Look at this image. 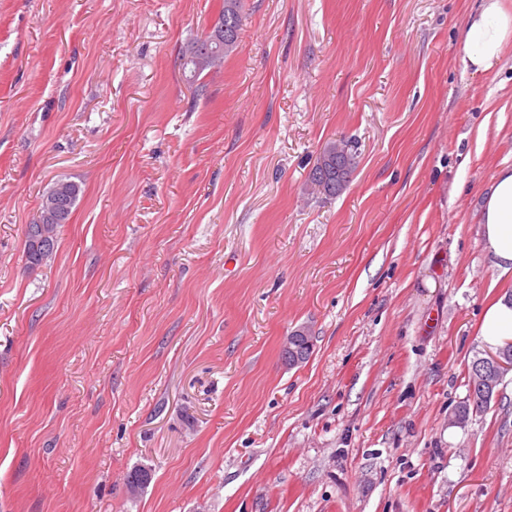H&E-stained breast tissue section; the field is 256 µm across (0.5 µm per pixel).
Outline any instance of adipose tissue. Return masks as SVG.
I'll return each instance as SVG.
<instances>
[{
	"label": "adipose tissue",
	"instance_id": "1",
	"mask_svg": "<svg viewBox=\"0 0 512 512\" xmlns=\"http://www.w3.org/2000/svg\"><path fill=\"white\" fill-rule=\"evenodd\" d=\"M512 39V13L501 0H483L462 33L461 63L474 72L490 70ZM478 241L485 257L503 272L512 271V167L501 168L484 190ZM480 336L490 350L512 341V297H502L485 311Z\"/></svg>",
	"mask_w": 512,
	"mask_h": 512
}]
</instances>
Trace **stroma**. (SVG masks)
<instances>
[{
  "label": "stroma",
  "instance_id": "stroma-1",
  "mask_svg": "<svg viewBox=\"0 0 512 512\" xmlns=\"http://www.w3.org/2000/svg\"><path fill=\"white\" fill-rule=\"evenodd\" d=\"M480 6L243 0L198 93L224 0H0V512H512V372L453 422L512 293L476 234L512 165V42L460 64ZM339 138L349 186L308 194ZM227 11L229 14L233 16V31L230 35L229 39L224 40L221 47L218 49L217 54V62L199 67L197 69L189 67V63L187 62L188 57L196 51V47L200 43H204L209 41L212 35H205L203 37L197 38L188 45L183 57H182V69L188 70L190 72V76L187 79L191 86H195V91L199 92L202 90L204 85H201L200 80L201 75L208 69L213 66L224 62V59L228 57L237 47L239 34L241 30V20H242V1L241 0H224V12ZM46 209H47V217H49L50 222L52 224H29L35 234L38 237H41L39 233V228L41 226L46 227V232L48 236L42 241V243L37 246V239H33L34 236L26 234L25 235V257L26 261L31 267L39 266L46 260L50 255H52L55 245L57 243V226L55 224H62L63 211H60L58 208L57 201H46ZM38 231V232H37ZM479 336L492 351L512 341V295L511 298L506 295L498 299L486 309Z\"/></svg>",
  "mask_w": 512,
  "mask_h": 512
}]
</instances>
